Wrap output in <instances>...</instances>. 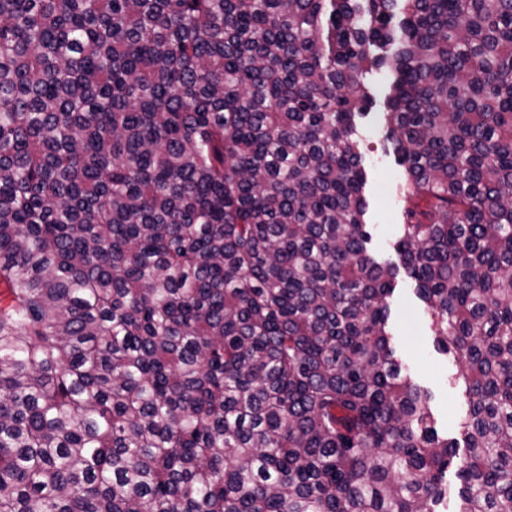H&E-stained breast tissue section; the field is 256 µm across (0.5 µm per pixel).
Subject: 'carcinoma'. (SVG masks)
<instances>
[{
  "mask_svg": "<svg viewBox=\"0 0 512 512\" xmlns=\"http://www.w3.org/2000/svg\"><path fill=\"white\" fill-rule=\"evenodd\" d=\"M468 454L387 331L355 117ZM0 512H512V0H0ZM364 82L375 101L368 114L356 117L366 172L363 193L368 202L369 246L380 261L399 264L394 243L399 236V224L403 223L405 172L385 139L383 102L389 93V77L386 72H373L366 75ZM448 483V494L443 497L437 507V512H457L460 506V491L462 481L457 474V469H448L445 476V485Z\"/></svg>",
  "mask_w": 512,
  "mask_h": 512,
  "instance_id": "carcinoma-1",
  "label": "carcinoma"
}]
</instances>
